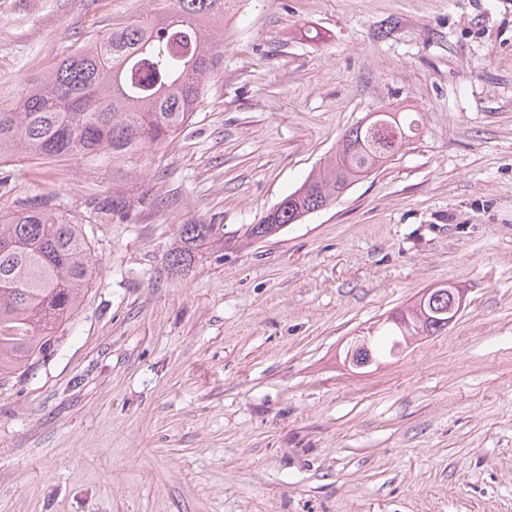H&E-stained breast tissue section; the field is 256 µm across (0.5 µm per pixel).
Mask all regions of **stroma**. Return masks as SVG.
<instances>
[{
  "instance_id": "35a3bbf8",
  "label": "stroma",
  "mask_w": 512,
  "mask_h": 512,
  "mask_svg": "<svg viewBox=\"0 0 512 512\" xmlns=\"http://www.w3.org/2000/svg\"><path fill=\"white\" fill-rule=\"evenodd\" d=\"M173 0H0V100ZM191 124L111 169L0 161V215L82 225L99 269L0 388V512H512V0H240ZM419 136L279 235H241L368 113ZM443 283L466 307L370 374L349 336ZM180 243L165 256L167 269L173 275H184L193 265L203 246L215 243L224 248V227L220 224H184L180 227Z\"/></svg>"
}]
</instances>
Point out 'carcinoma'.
I'll return each instance as SVG.
<instances>
[{
    "label": "carcinoma",
    "instance_id": "carcinoma-1",
    "mask_svg": "<svg viewBox=\"0 0 512 512\" xmlns=\"http://www.w3.org/2000/svg\"><path fill=\"white\" fill-rule=\"evenodd\" d=\"M237 0H176L166 14H147L94 37L61 60L25 96L0 103V159L27 154L58 159L80 154L97 166L132 174L136 159L175 138L189 124L221 62L224 30L215 23ZM414 112L380 110L345 134L336 152L257 224L245 241L268 238L330 205L361 176L398 153L416 135ZM102 208L130 207L114 192ZM224 244L222 224H183L180 245L165 256L174 275L187 273L204 246ZM96 273L90 243L39 205L0 217V387L30 371L58 344V330L80 308ZM413 336L445 330L443 310Z\"/></svg>",
    "mask_w": 512,
    "mask_h": 512
}]
</instances>
